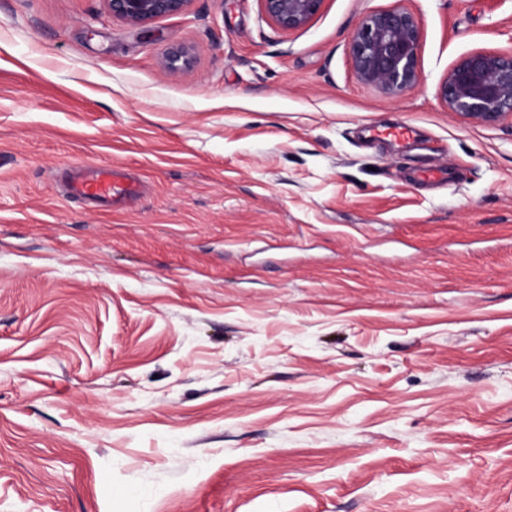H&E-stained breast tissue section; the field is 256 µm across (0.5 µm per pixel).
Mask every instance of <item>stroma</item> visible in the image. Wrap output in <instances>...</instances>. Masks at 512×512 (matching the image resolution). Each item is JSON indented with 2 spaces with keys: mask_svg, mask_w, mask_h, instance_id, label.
<instances>
[{
  "mask_svg": "<svg viewBox=\"0 0 512 512\" xmlns=\"http://www.w3.org/2000/svg\"><path fill=\"white\" fill-rule=\"evenodd\" d=\"M395 6L397 100L347 52ZM476 49L512 50V0L289 33L260 0H0V512H512V117L437 96ZM89 163L140 192L72 200ZM192 0H105L112 18L132 27H143L152 21L184 14ZM423 28L404 8L366 15L351 32L347 51L358 82L398 99L420 82Z\"/></svg>",
  "mask_w": 512,
  "mask_h": 512,
  "instance_id": "1",
  "label": "stroma"
}]
</instances>
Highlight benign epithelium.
<instances>
[{
    "instance_id": "obj_1",
    "label": "benign epithelium",
    "mask_w": 512,
    "mask_h": 512,
    "mask_svg": "<svg viewBox=\"0 0 512 512\" xmlns=\"http://www.w3.org/2000/svg\"><path fill=\"white\" fill-rule=\"evenodd\" d=\"M109 13L132 27L180 15L191 0H105ZM263 16L280 31L305 27L321 10L323 0H260ZM423 28L404 8L366 15L351 32L347 51L358 82L388 98L398 99L420 82ZM188 62V50L177 46L167 55V69ZM438 98L450 112L465 119L494 123L512 116V51L473 50L448 70Z\"/></svg>"
}]
</instances>
